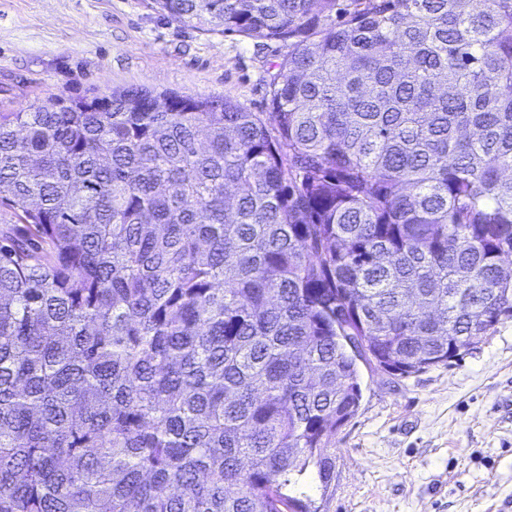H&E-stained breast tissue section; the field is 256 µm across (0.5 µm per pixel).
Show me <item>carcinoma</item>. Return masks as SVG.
<instances>
[{
	"mask_svg": "<svg viewBox=\"0 0 512 512\" xmlns=\"http://www.w3.org/2000/svg\"><path fill=\"white\" fill-rule=\"evenodd\" d=\"M269 112H0V512H320L361 388L512 318V0H155Z\"/></svg>",
	"mask_w": 512,
	"mask_h": 512,
	"instance_id": "1",
	"label": "carcinoma"
}]
</instances>
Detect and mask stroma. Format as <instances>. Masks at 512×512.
Returning a JSON list of instances; mask_svg holds the SVG:
<instances>
[{
  "mask_svg": "<svg viewBox=\"0 0 512 512\" xmlns=\"http://www.w3.org/2000/svg\"><path fill=\"white\" fill-rule=\"evenodd\" d=\"M287 52L170 20L155 0H0V111L144 87L266 112ZM358 373L335 478L308 489L321 512H512V319L448 363Z\"/></svg>",
  "mask_w": 512,
  "mask_h": 512,
  "instance_id": "stroma-1",
  "label": "stroma"
}]
</instances>
